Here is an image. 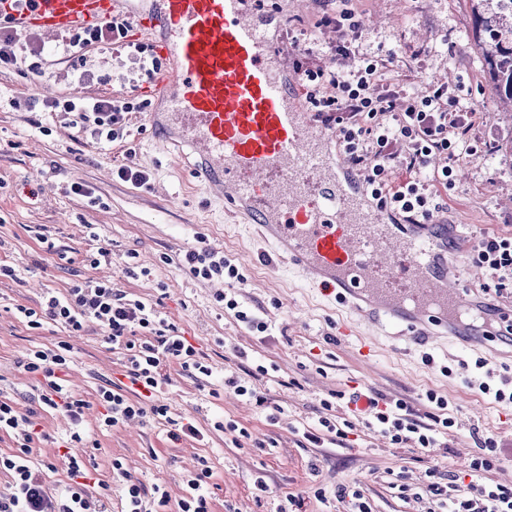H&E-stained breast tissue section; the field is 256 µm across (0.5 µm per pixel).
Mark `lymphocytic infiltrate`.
Instances as JSON below:
<instances>
[{
    "mask_svg": "<svg viewBox=\"0 0 512 512\" xmlns=\"http://www.w3.org/2000/svg\"><path fill=\"white\" fill-rule=\"evenodd\" d=\"M337 38L328 54H320L292 41L288 54L296 60L300 90L305 105L315 120L332 125L346 147L349 165L368 183L379 206L404 213L406 221L417 224L433 218L441 206L435 203L437 189L452 186L453 170L447 159L471 152L468 139L472 110L461 105L447 85L430 87L427 94L407 98L396 91L380 94L372 88L386 73L395 68L391 53L352 56L349 38L359 27L351 10L339 13ZM128 23L114 18L105 26H89L71 35L63 46L66 57H83L100 44L129 48L133 54L145 52L141 43L127 40ZM348 59V66L328 65V58ZM43 107L54 113L60 123L80 128L96 143H111L122 137L130 102L109 95L83 100L66 97L29 99L27 110ZM472 260L494 274L496 290L512 285V236H488L480 240ZM183 269L193 277H221L241 280L236 264L203 246L186 250ZM16 317L33 330L47 323L61 325L70 335L78 336L90 325L104 332V343L121 356L122 377L106 380L97 391L95 402L102 407L99 424L103 429L118 427L133 418L169 421L170 408L161 398L163 388L171 382L167 366L178 365L194 377H208L213 367L178 328L161 316L152 305L130 297L114 288L111 281L89 279L73 285L65 294L45 293L37 306L16 305ZM68 342L54 348L27 350L20 361L40 385L39 410H20L16 402L0 399V435L14 442L8 452L0 453V474L7 482L0 489V512H103L100 497L93 495L92 472L81 457L66 455L68 482L63 493L52 492L45 479L46 470L35 468L31 456L37 443L44 440L41 413H62L72 424V442L84 440L82 424L91 402L73 394L66 385L64 373L70 362ZM428 402L438 412L430 421H422L404 400L388 401L379 395H349L350 404H364V412L373 426L392 444L401 448H437L441 435L455 425L445 416V398L427 393ZM322 414L315 428L305 430L303 437L314 445L332 440L348 441L352 422H338L335 401L320 402ZM480 453L467 469L439 482L435 470H427L422 491L426 496V512H512V486L491 482L488 478L498 464V442L487 437L480 442ZM212 468L207 458H200L195 472L185 480L186 494L176 505V512H211L209 493ZM112 477L122 484L123 512H148L147 501L164 507L169 503L160 487L146 488L131 479L120 459L112 461Z\"/></svg>",
    "mask_w": 512,
    "mask_h": 512,
    "instance_id": "1",
    "label": "lymphocytic infiltrate"
}]
</instances>
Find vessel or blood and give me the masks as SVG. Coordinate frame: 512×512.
Instances as JSON below:
<instances>
[{"label":"vessel or blood","instance_id":"vessel-or-blood-1","mask_svg":"<svg viewBox=\"0 0 512 512\" xmlns=\"http://www.w3.org/2000/svg\"><path fill=\"white\" fill-rule=\"evenodd\" d=\"M118 7L117 0H26L13 22L74 32L110 21ZM137 19L166 60L155 78L165 127L198 155L207 185L225 190L324 295L412 338H429L439 325L462 328L464 312L484 311L450 271L448 248L465 241L461 225L396 223L343 152L331 149L334 134L314 129L295 83L270 63L275 15L254 0H151Z\"/></svg>","mask_w":512,"mask_h":512}]
</instances>
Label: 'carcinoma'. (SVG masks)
<instances>
[{
  "instance_id": "carcinoma-1",
  "label": "carcinoma",
  "mask_w": 512,
  "mask_h": 512,
  "mask_svg": "<svg viewBox=\"0 0 512 512\" xmlns=\"http://www.w3.org/2000/svg\"><path fill=\"white\" fill-rule=\"evenodd\" d=\"M474 31L484 40V65L496 96L512 103V0H474Z\"/></svg>"
}]
</instances>
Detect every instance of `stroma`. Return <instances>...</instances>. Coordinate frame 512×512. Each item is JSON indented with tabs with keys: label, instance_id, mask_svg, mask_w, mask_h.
Returning <instances> with one entry per match:
<instances>
[{
	"label": "stroma",
	"instance_id": "stroma-1",
	"mask_svg": "<svg viewBox=\"0 0 512 512\" xmlns=\"http://www.w3.org/2000/svg\"><path fill=\"white\" fill-rule=\"evenodd\" d=\"M347 6L361 29L352 51L392 50L403 62L401 72L385 75V83L416 97L441 82L459 89L475 110L469 137L476 151L453 163L455 185L441 200L444 217L464 225L472 244L512 235V106L498 101L486 74L473 36V0H348ZM263 10L281 18L279 43L336 40L335 27L321 21L320 0H264ZM11 35L22 62L0 71V140L16 144L0 155V262L14 267L16 275L0 278V396L37 407L35 382L18 362L28 348L69 340V386L92 403L86 424L100 447L92 451L89 466L108 486V512L121 510V488L112 480L116 457L135 480L148 488L162 486L174 502L184 493V476L199 458H207L213 512H275L288 493L306 495L307 512H343L334 496L341 485L362 490L372 512H421V500L393 488L396 476L415 485L433 468L447 479L479 454V441L486 437L500 444V462L490 479L512 485V404L478 391L482 373L474 365L481 357L495 372L512 374V348L468 346L449 335L405 342L393 331L375 333L364 326L361 334L377 340L373 356L361 355L338 331L349 311L292 272L289 260L270 261L272 247L260 227L227 211L223 197L192 173V159L152 127L149 116L158 105L146 63L108 45L92 48L82 62L62 58L65 32L15 28ZM103 94L149 105L128 114L123 138L109 148L89 142L78 129L60 127L49 113L21 106L29 98ZM129 161L149 173L148 185L113 177V168ZM74 182L87 185L98 205L64 194ZM47 241L55 244L56 255L45 253ZM200 241L240 266L245 280L234 292L267 321L266 333L249 331L216 301L221 282L193 278L179 266L183 253ZM99 245L110 249L112 259L90 266L87 257ZM130 261L143 276L125 275ZM89 278L111 280L115 288L153 304L205 354L213 367L210 378L171 367L163 395L173 418L193 422L204 441L171 446L163 426L148 420L99 430L93 400L98 386L118 373L119 354L104 343L98 327L73 337L57 324L34 331L10 311L17 304L37 306L45 292L62 293ZM239 348L247 351L249 364H275V372L254 385L281 407L277 423H269L253 402L225 391V371H237L243 362L235 355ZM357 390L406 400L423 417L436 411L427 391L444 396L446 414L455 420L447 447H395L343 406L337 415L353 420V441L319 448L303 441V430L318 420L322 399ZM219 419L247 427L251 440L234 445L230 435L214 430ZM256 440L264 449L253 448ZM314 461L315 472L309 468ZM259 476L267 485L262 492L254 487ZM317 484L326 489L327 501L311 498Z\"/></svg>",
	"mask_w": 512,
	"mask_h": 512
}]
</instances>
